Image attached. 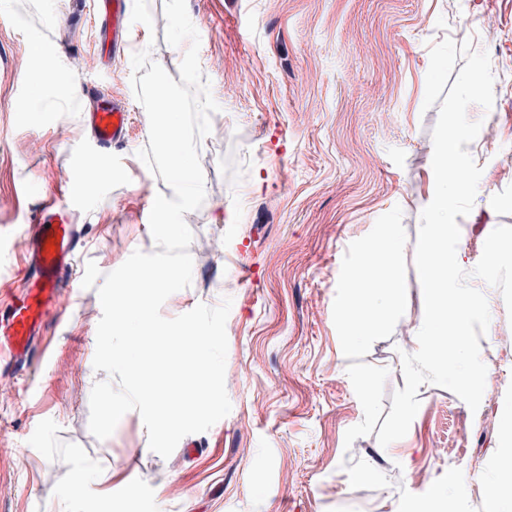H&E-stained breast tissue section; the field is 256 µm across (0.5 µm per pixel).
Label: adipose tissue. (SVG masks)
I'll use <instances>...</instances> for the list:
<instances>
[{
    "instance_id": "ef3b65f1",
    "label": "adipose tissue",
    "mask_w": 512,
    "mask_h": 512,
    "mask_svg": "<svg viewBox=\"0 0 512 512\" xmlns=\"http://www.w3.org/2000/svg\"><path fill=\"white\" fill-rule=\"evenodd\" d=\"M405 258L401 251L388 250L385 260H378L375 254H367L363 271L358 277L351 298L345 310V317L352 326H359L364 331H371L380 316L373 312L368 303L369 293L377 288L388 291V307L396 309L403 303L404 293L401 288V274Z\"/></svg>"
}]
</instances>
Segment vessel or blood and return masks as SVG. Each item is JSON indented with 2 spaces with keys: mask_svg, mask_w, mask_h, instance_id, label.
<instances>
[{
  "mask_svg": "<svg viewBox=\"0 0 512 512\" xmlns=\"http://www.w3.org/2000/svg\"><path fill=\"white\" fill-rule=\"evenodd\" d=\"M97 12L101 52L108 58L128 44L130 0H97ZM85 122L100 149L120 148L128 140L126 104L93 109ZM21 232L27 241L22 283L0 285V374L10 377L30 370L38 336L47 323L61 316L66 276L77 249L71 213L53 200L44 202Z\"/></svg>",
  "mask_w": 512,
  "mask_h": 512,
  "instance_id": "1",
  "label": "vessel or blood"
}]
</instances>
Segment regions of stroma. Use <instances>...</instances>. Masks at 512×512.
Returning <instances> with one entry per match:
<instances>
[{
  "instance_id": "stroma-1",
  "label": "stroma",
  "mask_w": 512,
  "mask_h": 512,
  "mask_svg": "<svg viewBox=\"0 0 512 512\" xmlns=\"http://www.w3.org/2000/svg\"><path fill=\"white\" fill-rule=\"evenodd\" d=\"M92 0H8L0 12V282L19 283L22 224L56 192L80 242L76 274L101 273L134 251L154 252L150 198L171 195L137 152L148 117L131 86V55L179 78L184 47L165 41L164 0H148L152 26L133 24L127 53L103 65ZM199 62L224 122L216 182L190 229L219 236L224 256L194 264L189 287L161 308L173 318L231 298L226 390L232 409L208 431L183 437L169 458L152 452L138 412L114 433L89 430L102 308L96 288L67 295L29 389L5 382L0 398V512H418L434 486L456 512H492L488 488L512 476L505 416L512 409V319L497 288L480 279L491 320L480 337L489 383L478 410L452 391L419 388L407 435H377L404 388L402 353L423 320L414 265L423 208L434 195L432 130L424 109L430 47L449 38L487 51L494 105L469 119L494 128L491 152L467 149L483 174L470 214L458 217L457 259L479 261L490 232L512 226V0H186ZM494 17L493 32L483 21ZM50 57L80 88L60 101L28 74ZM132 111L127 145L97 149L84 121L88 90ZM30 111H18L19 102ZM96 156L112 178L86 182ZM392 241L405 255V299L351 345L343 318L369 247ZM459 472L449 483V471ZM80 494H73L75 480ZM136 494H128V484Z\"/></svg>"
}]
</instances>
